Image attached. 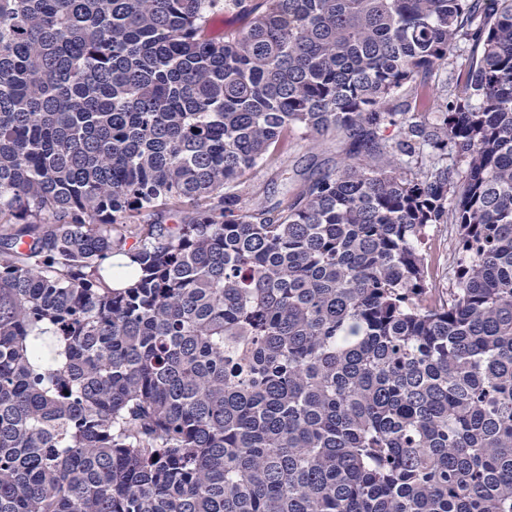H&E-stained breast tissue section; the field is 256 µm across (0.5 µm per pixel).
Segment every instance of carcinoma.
Returning <instances> with one entry per match:
<instances>
[{"mask_svg": "<svg viewBox=\"0 0 512 512\" xmlns=\"http://www.w3.org/2000/svg\"><path fill=\"white\" fill-rule=\"evenodd\" d=\"M229 4L0 0V512H512V0ZM252 16H248L238 8H225L224 12L214 15L208 25V35L216 36L235 30H242L249 25ZM471 53L470 43L463 40L455 43L448 54V64L444 63L434 69L428 78V85L439 94L455 92L457 77L463 72ZM349 140L332 131L313 136L302 129L288 132V147L276 163L257 167L243 192V209L271 207L297 188L316 178L328 168L336 167L346 156ZM426 253L432 278V296L452 287L448 266L453 257L455 230L452 224H441L428 230Z\"/></svg>", "mask_w": 512, "mask_h": 512, "instance_id": "cac0c4a2", "label": "carcinoma"}]
</instances>
